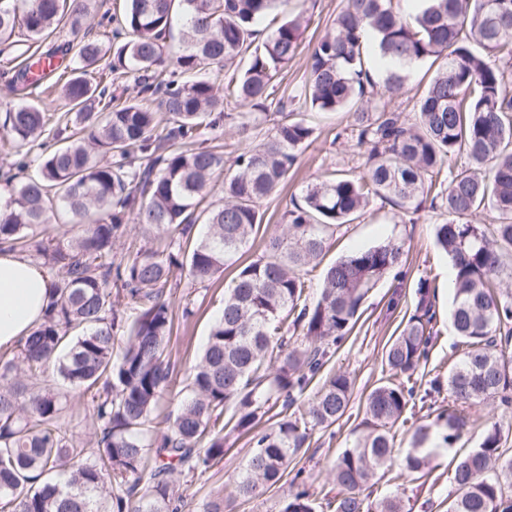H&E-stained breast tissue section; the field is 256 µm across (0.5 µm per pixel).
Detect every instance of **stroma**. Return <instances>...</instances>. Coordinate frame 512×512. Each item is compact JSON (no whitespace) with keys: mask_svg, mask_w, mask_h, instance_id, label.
I'll use <instances>...</instances> for the list:
<instances>
[{"mask_svg":"<svg viewBox=\"0 0 512 512\" xmlns=\"http://www.w3.org/2000/svg\"><path fill=\"white\" fill-rule=\"evenodd\" d=\"M304 16V34L297 56L289 63L281 83L271 96L266 108V120L257 121L248 133H240L234 121H226L220 139L225 164H232L234 157L246 145L263 141L273 126L278 102L298 93L307 72L306 62L316 42L333 27L336 14L344 0H293ZM435 72L434 66L423 62L414 64L407 72L406 91L389 98L374 94L372 105L386 106L388 111L400 113L402 118L413 120L416 111V92L424 87ZM303 118L313 129L312 143L303 151L288 176L284 189L265 200L261 205L264 222L269 231L281 228V216L291 199L301 198L307 186L328 172L342 170L359 176L365 169L364 147L357 143L348 111H303ZM447 209L441 204H423L419 211L401 209L388 201L374 200L362 217L354 223L341 226L331 240V247L324 257L333 262L352 251L368 248L394 240L403 243L409 268V278L401 292L397 309H389L388 300L393 292L391 278L381 279L369 292L358 312L359 319L345 341L336 349L328 362L329 369L345 374L352 382L353 395L346 414L330 430L314 432L298 453L296 463L303 467L308 484L317 501L335 496L337 489L332 482L331 467L336 457L352 446L364 431L363 399L378 385L383 376L384 352L391 336L399 334L413 314L417 298L416 284L427 279L430 298L435 311L433 322L437 336L426 363L421 364L412 380L417 390L428 388L432 379L447 380L448 371L458 360V338L449 319L452 293L448 286L447 256L437 246L434 237L436 225L448 222ZM233 276L232 270L216 275L205 288H190L187 294L194 302L190 318L175 315L174 329L169 350L176 364L178 377L174 389L159 400L153 416L161 421L174 415L184 397L183 389L189 383L193 367L207 342L210 328L218 316L224 288ZM224 458L205 474H185L176 477L175 485L183 500L182 512H202L203 505L215 497H227L226 512H278L280 491L266 493L254 500L229 499L231 484L245 468L253 440L251 435L232 428V411H225ZM435 450L428 460L431 471L426 482L411 480L399 468L377 473L369 484L368 492L382 497L400 493L406 512H448V498L454 491L451 450L442 440H435Z\"/></svg>","mask_w":512,"mask_h":512,"instance_id":"stroma-1","label":"stroma"}]
</instances>
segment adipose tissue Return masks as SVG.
<instances>
[{
    "mask_svg": "<svg viewBox=\"0 0 512 512\" xmlns=\"http://www.w3.org/2000/svg\"><path fill=\"white\" fill-rule=\"evenodd\" d=\"M54 288L41 265L0 251V348L13 347L40 322Z\"/></svg>",
    "mask_w": 512,
    "mask_h": 512,
    "instance_id": "1",
    "label": "adipose tissue"
}]
</instances>
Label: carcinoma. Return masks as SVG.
Segmentation results:
<instances>
[{
  "label": "carcinoma",
  "mask_w": 512,
  "mask_h": 512,
  "mask_svg": "<svg viewBox=\"0 0 512 512\" xmlns=\"http://www.w3.org/2000/svg\"><path fill=\"white\" fill-rule=\"evenodd\" d=\"M0 0V43L25 36L23 67L9 84L0 136L14 145L17 173L36 174L13 187L0 210V248L26 245L59 277L43 321L18 345L0 353V512H181L171 477L203 474L224 458V410L234 406L235 428L248 431L264 416L278 421L255 437L233 493L251 500L279 485L290 461L316 430L347 412L352 388L330 373L303 410L299 397L320 374L331 350L358 320L368 291L391 273L401 277L404 246L387 242L354 251L324 271L320 296L308 303L304 278L330 247L335 228L358 219L374 199L418 209L441 200L452 220L436 225L453 278L452 326L465 349L448 372V412L416 427L398 455L395 427L416 396L400 378L428 357L435 335L431 302L419 283L416 313L385 350L387 382L364 404L370 432L344 449L332 467L336 496L329 512H402L395 494L363 495L374 475L400 464L419 480L434 431L453 445L469 411L493 402L512 410V0H421L409 18L392 0H346L334 31L314 46L300 98L309 109H348L366 146L363 175L333 173L307 186L266 237L259 255L240 254L263 224L262 201L288 177L313 128L280 104L267 139L248 145L211 201V182L224 156L196 145L208 130L224 133V100L266 108L283 69L301 44L302 17L279 24L259 45L254 26L291 0H125L112 57L92 83L87 68L99 43L80 36L90 19L88 0ZM183 16L180 46L166 55L173 15ZM69 24L76 67L61 87L76 109L77 131L63 136L60 120L20 98L33 83L30 66L54 27ZM409 64L444 60L420 92L416 123L386 108L368 110L375 81L372 55ZM247 65L234 85L193 75L222 70L237 57ZM137 75L129 88L116 80ZM404 70L389 72L385 90L402 93ZM169 116L160 126L158 113ZM459 155L464 162L448 169ZM157 230L164 248L132 250L117 260L115 241L127 211ZM489 209L494 224L474 217ZM62 212L81 233L68 241L34 229ZM207 231L195 235L197 225ZM224 307L194 366L191 396L162 431L152 413L178 372L168 346L173 329L171 290L182 281L205 285L230 266ZM128 300L131 307L122 305ZM61 386L47 383L48 372ZM66 387L90 396L93 430L67 433L60 419ZM495 423L475 448L454 454L455 492L448 512H512V456ZM279 512H315L303 469L295 471Z\"/></svg>",
  "instance_id": "cac0c4a2"
}]
</instances>
